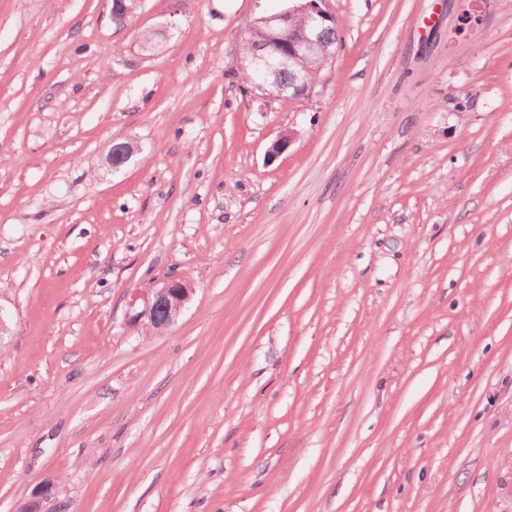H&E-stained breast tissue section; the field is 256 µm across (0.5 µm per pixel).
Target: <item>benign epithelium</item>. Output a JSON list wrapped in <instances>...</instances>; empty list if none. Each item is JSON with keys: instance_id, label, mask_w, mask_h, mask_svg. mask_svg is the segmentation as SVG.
<instances>
[{"instance_id": "7a95c632", "label": "benign epithelium", "mask_w": 512, "mask_h": 512, "mask_svg": "<svg viewBox=\"0 0 512 512\" xmlns=\"http://www.w3.org/2000/svg\"><path fill=\"white\" fill-rule=\"evenodd\" d=\"M295 16L302 18L298 26L293 25ZM261 22L275 23L276 32L270 45L255 50L253 54L254 73L262 79L258 88L272 97L291 95L298 98L306 95L310 86L295 72V66L309 55L326 59L335 56L332 44L322 40L323 30L336 22L335 15L323 8V0H297V4L278 14L256 18L253 25ZM281 71L293 73V81L287 85L278 83L275 76ZM134 154L132 142H114L108 151L106 165L117 172L126 167ZM193 291L194 288L182 278L167 277L159 287L151 290L150 295L144 297L143 307L129 316L130 325L153 332L168 329L185 308ZM51 497L52 487L46 484L37 489L17 512H48L45 503Z\"/></svg>"}]
</instances>
